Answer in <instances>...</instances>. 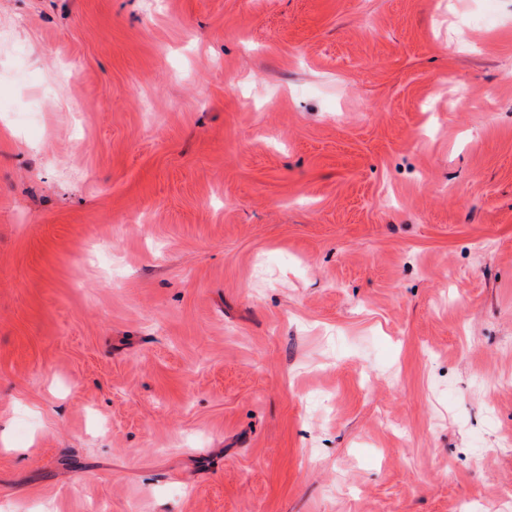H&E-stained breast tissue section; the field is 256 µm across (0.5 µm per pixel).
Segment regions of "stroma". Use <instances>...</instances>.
<instances>
[{"label":"stroma","instance_id":"35a3bbf8","mask_svg":"<svg viewBox=\"0 0 512 512\" xmlns=\"http://www.w3.org/2000/svg\"><path fill=\"white\" fill-rule=\"evenodd\" d=\"M465 499L512 512V0H0V501Z\"/></svg>","mask_w":512,"mask_h":512}]
</instances>
